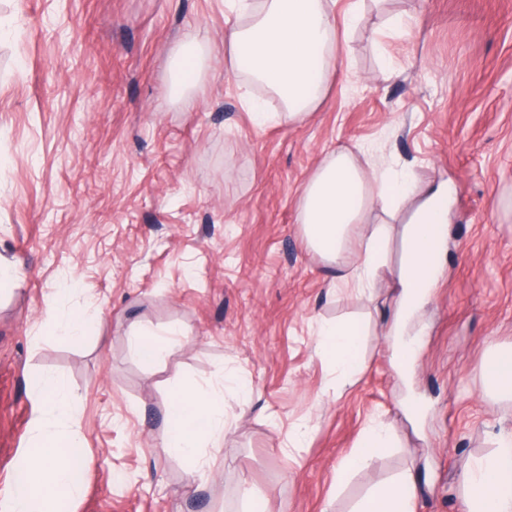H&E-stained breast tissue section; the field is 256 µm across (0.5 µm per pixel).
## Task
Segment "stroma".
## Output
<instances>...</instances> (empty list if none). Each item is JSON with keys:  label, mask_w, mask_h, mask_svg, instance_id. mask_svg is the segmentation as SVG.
Listing matches in <instances>:
<instances>
[{"label": "stroma", "mask_w": 512, "mask_h": 512, "mask_svg": "<svg viewBox=\"0 0 512 512\" xmlns=\"http://www.w3.org/2000/svg\"><path fill=\"white\" fill-rule=\"evenodd\" d=\"M336 0L335 78L303 122L255 126L229 72L228 0H0V512L38 434L42 376L80 395L90 464L65 512H355L377 484L418 477L417 512H462L464 470L512 429L485 395L482 362L512 347V0ZM401 16L404 26L386 23ZM209 52L196 105L169 100L171 51ZM365 169L447 181L451 245L422 316L407 382L377 320L393 287L328 294L330 269L297 221L331 151ZM82 315V338H44L46 313ZM368 325L366 366L341 385L316 351L322 322ZM139 327L181 335L141 364ZM224 372L228 430L203 485L159 452L169 398ZM248 382L242 397L236 379ZM395 446L336 486L365 430ZM307 426L303 446L290 438Z\"/></svg>", "instance_id": "obj_1"}]
</instances>
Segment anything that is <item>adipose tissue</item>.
<instances>
[{"mask_svg": "<svg viewBox=\"0 0 512 512\" xmlns=\"http://www.w3.org/2000/svg\"><path fill=\"white\" fill-rule=\"evenodd\" d=\"M234 23L224 41L231 51L232 70L252 77L279 93L286 103L278 120L303 121L315 111L335 75L340 51L335 17L329 0H233ZM208 49L207 38L194 32L173 49L169 97L191 104ZM395 214L409 211L406 224L393 228L373 224L374 209ZM298 221L311 250L336 271L337 282L371 290L387 264L392 233L401 235L397 293L380 319L393 339L391 355L399 370L415 360L410 333L440 277L439 257L449 244L448 186L432 182L418 186L411 170L390 176L374 175L361 166L353 151L329 154L305 184L298 204ZM366 328L361 321L325 324L318 332L317 352L340 376L356 373L363 361ZM487 396L512 399V348L492 349L482 364ZM227 421L222 386L205 393L183 391L171 396L158 446L180 456L204 475L212 458L203 457V444L219 448ZM392 437L382 427H370L348 461L336 471L337 483L365 469L390 448ZM76 435L44 428L25 464L10 485L11 512H39L77 497L78 476L89 461L80 454ZM464 512H512V431H501L495 449L469 464L464 474ZM417 482L413 472L375 487L356 512H416Z\"/></svg>", "mask_w": 512, "mask_h": 512, "instance_id": "obj_1", "label": "adipose tissue"}]
</instances>
